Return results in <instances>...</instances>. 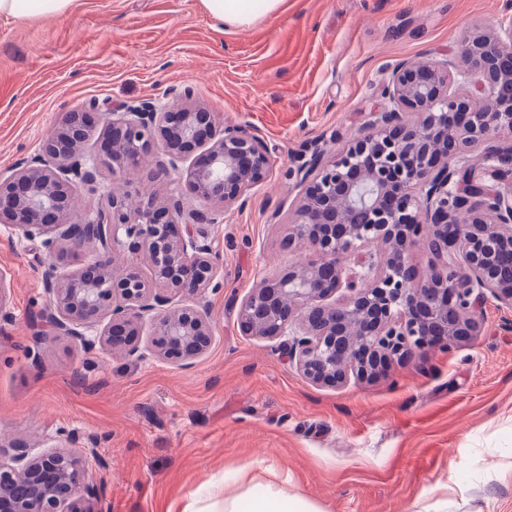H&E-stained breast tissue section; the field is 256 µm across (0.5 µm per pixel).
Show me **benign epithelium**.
I'll list each match as a JSON object with an SVG mask.
<instances>
[{
    "label": "benign epithelium",
    "instance_id": "7a95c632",
    "mask_svg": "<svg viewBox=\"0 0 512 512\" xmlns=\"http://www.w3.org/2000/svg\"><path fill=\"white\" fill-rule=\"evenodd\" d=\"M510 86L511 13L469 31L450 56L386 68L364 128L340 151L324 139L298 160L288 246L305 259L248 295L241 330L279 342L311 383L343 388L472 340L483 302L512 309V277L499 266L512 250ZM90 132L89 113L68 112L30 163L0 173V224L50 256L93 245L130 257L120 271L99 259L78 274L48 265L44 318L54 335L186 365L212 341L211 317L196 300L219 285L220 242L208 226L223 210L213 204L227 210L252 193L269 168L267 147L243 128L218 126L206 107L167 99L108 111L95 154L80 148ZM474 145L487 163L481 177L465 165ZM154 150L172 186L163 205L113 196L101 215L70 212L74 183L92 186L103 163L116 175ZM183 179L193 206L183 203ZM422 239L432 261L417 283L411 251ZM175 293L192 303L173 302ZM151 314L143 349L137 336ZM86 460L84 448L1 447L0 512H97L96 489L78 492ZM19 478L28 480L23 497L13 495Z\"/></svg>",
    "mask_w": 512,
    "mask_h": 512
}]
</instances>
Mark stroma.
<instances>
[{
  "label": "stroma",
  "instance_id": "1",
  "mask_svg": "<svg viewBox=\"0 0 512 512\" xmlns=\"http://www.w3.org/2000/svg\"><path fill=\"white\" fill-rule=\"evenodd\" d=\"M505 2L284 0L247 26L213 19L201 0H76L59 15L0 17V171L91 101L187 88L270 157L256 191L210 228L221 243L219 285L202 299L213 340L188 366L52 337L40 244L0 226V444L93 449L85 480L99 512H208L241 468L322 512H418L453 471L462 491L448 512H512V481L493 468L512 462V310L486 302L471 342L341 389L311 384L237 325L242 300L300 258L274 215L293 157L322 137L343 147L385 68L454 53ZM109 188L162 201L168 180L153 153L76 184L73 210L105 207Z\"/></svg>",
  "mask_w": 512,
  "mask_h": 512
}]
</instances>
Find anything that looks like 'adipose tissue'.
Segmentation results:
<instances>
[{
    "label": "adipose tissue",
    "mask_w": 512,
    "mask_h": 512,
    "mask_svg": "<svg viewBox=\"0 0 512 512\" xmlns=\"http://www.w3.org/2000/svg\"><path fill=\"white\" fill-rule=\"evenodd\" d=\"M282 0H202L206 11L224 23L247 25L258 16L274 12ZM240 491L225 495L216 512H240L241 506H248L249 512H319L318 508L299 495L289 493L287 488L267 483L263 494L253 492V480L247 472L234 476Z\"/></svg>",
    "instance_id": "obj_1"
}]
</instances>
